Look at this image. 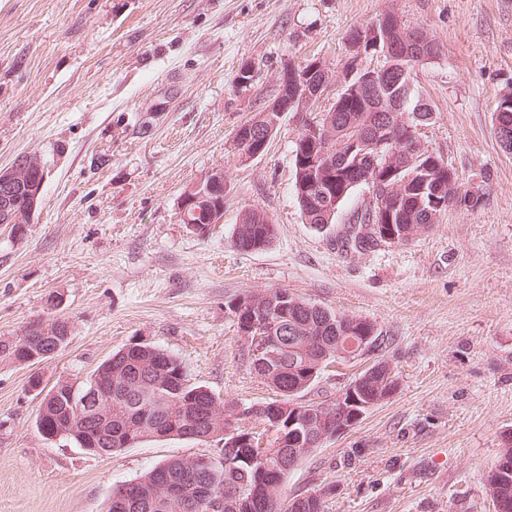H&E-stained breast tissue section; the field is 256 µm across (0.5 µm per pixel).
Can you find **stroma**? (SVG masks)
Segmentation results:
<instances>
[{
    "mask_svg": "<svg viewBox=\"0 0 512 512\" xmlns=\"http://www.w3.org/2000/svg\"><path fill=\"white\" fill-rule=\"evenodd\" d=\"M387 10L442 46L414 75L433 108L420 137L485 203L448 209L405 244L342 248L345 216L322 230L301 217L296 118L253 159L236 133L283 68L317 58L341 71L348 31ZM247 64L254 81L241 90ZM509 91L512 0H0V168L24 153L49 166L33 224H0V340L61 317L71 337L40 365L44 384L85 379L145 342L218 401L262 403L275 393L250 369L227 302L288 290L384 338L330 365L309 400L336 399L372 360L398 384L297 466L280 497L328 485L326 512H495L486 478L512 431V151L492 116ZM214 169L224 221L198 230L180 194ZM250 206L276 235L246 253L234 226ZM29 374L0 354V512H107L122 482L207 451L169 438L101 457L47 438Z\"/></svg>",
    "mask_w": 512,
    "mask_h": 512,
    "instance_id": "stroma-1",
    "label": "stroma"
}]
</instances>
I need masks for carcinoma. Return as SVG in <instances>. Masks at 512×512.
Segmentation results:
<instances>
[{
    "label": "carcinoma",
    "mask_w": 512,
    "mask_h": 512,
    "mask_svg": "<svg viewBox=\"0 0 512 512\" xmlns=\"http://www.w3.org/2000/svg\"><path fill=\"white\" fill-rule=\"evenodd\" d=\"M398 96L392 85L386 84L380 93L370 98L364 94L358 98L360 112H326L318 121L321 126L329 125L325 140L332 152L322 160V165L331 169L332 177L324 185L323 193L328 201L310 213L302 214L305 223L323 228L335 220L330 218L349 200L355 189L347 188L348 180L336 167V143L343 128L358 129L375 136L380 129L404 131L397 107L402 106L407 114H413L427 102L423 98H408L397 102ZM452 193L456 207L476 210L484 203V193L461 183L451 189L443 188V193ZM25 191L17 186L14 189L0 187V215L4 204L22 205ZM419 189L413 181L403 183L394 198L391 224H380L366 236L353 234L344 237L343 246H353L361 250L370 249L381 242L390 243L392 238L402 239L410 234H419L436 223V218L418 207ZM235 229L239 231L242 247L252 243L256 250L266 249L275 237V224L262 208L253 206L240 216ZM264 313L282 321L281 329L302 326L310 342L300 346L301 338L290 331L283 335L282 347L276 364L272 382L268 386L276 392V399L247 406L252 416L260 419L267 427H273V410L284 409L292 415L290 407L300 409L302 424L288 431V443L276 446V441L268 440L266 454L252 465L236 468L226 465L225 446L236 435L244 434L245 429L233 420L239 405L234 402H219L204 385L183 382L180 374L186 373L183 363L173 354L150 343L126 345L117 350L99 368L111 367L118 376L112 377V398L99 407L95 402H85L90 379L81 381L70 392L68 383L58 387L57 393L47 392L46 396L56 399V413L46 419L36 417L38 430L54 432L62 438L84 446L87 437L96 440L98 447L122 450L123 437L131 433L138 442L165 440L170 437L188 438L206 443L208 433H222L223 447L214 455L215 461L205 474L190 468L188 460L176 459L158 464L145 474L128 481L112 492L109 512H205L200 508L204 493L220 490L224 494V512H259L251 499L252 490L258 478L271 484L277 508L274 512H324V497L330 489L303 492L282 501L278 492L288 477V473L311 456L322 446L319 436L326 426L336 427V412L329 411L324 401L301 402L304 391L314 386L321 371L336 360V342L353 345L362 341L365 334L372 335L369 344L377 347L379 334L373 324L363 319L306 302L294 294L275 289L267 292ZM50 326H58L57 331L43 332L27 326L22 336L15 340H0V352L8 354L16 363L21 362L20 349L33 347L38 343L45 347L63 342L66 321L50 318ZM297 348L298 353L290 352ZM160 360L164 371L160 374L152 369V362ZM486 486L492 500L512 501V471L499 472L498 478L488 474Z\"/></svg>",
    "instance_id": "1"
}]
</instances>
